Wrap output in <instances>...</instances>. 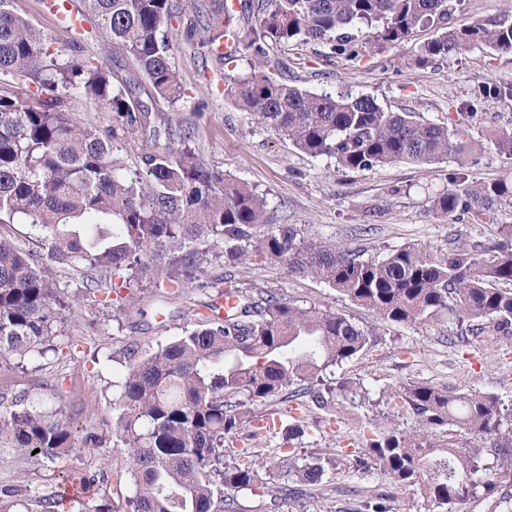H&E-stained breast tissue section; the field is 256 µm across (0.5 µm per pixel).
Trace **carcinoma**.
Wrapping results in <instances>:
<instances>
[{"label":"carcinoma","mask_w":512,"mask_h":512,"mask_svg":"<svg viewBox=\"0 0 512 512\" xmlns=\"http://www.w3.org/2000/svg\"><path fill=\"white\" fill-rule=\"evenodd\" d=\"M82 2L81 15L97 18L112 50L145 83L116 82L106 67L59 59L10 0H0V365L44 355L55 337L66 335L65 311L83 292L108 295L144 279L182 288L180 274L144 262L150 254L187 276L216 249L230 263H283L379 322L364 328L267 288L230 290L235 304L227 314L211 299L194 329L144 355L126 348L111 434L79 437L63 401L23 397L0 408V455L53 462L80 445L113 448L128 458L134 487L126 510L116 512H241L238 495L261 489L273 507L281 497L303 495L286 480L318 485L336 465V449L300 455L293 441L304 434V414L319 411L331 426L338 398L356 402L353 381L323 390L318 383L371 349L388 326L448 318L469 323L476 335L512 337L511 224L497 225L498 238L483 246L413 243L364 259L293 224L266 225V198L209 168L185 140L153 144L134 171L114 158L118 141L147 128L149 103L173 106L185 95L167 36L176 26L206 58L224 65L248 58L251 72L224 80V96L307 155L358 171L449 157L464 168L482 149L473 135L479 113L436 124L416 112H387L368 95L303 90L266 72L268 47L318 42L329 56L356 63L379 43L400 44L432 28L436 35L416 58L424 66L482 44L512 53L509 15L454 27L448 19L456 0H243L237 10L228 0ZM246 19L252 24L244 32ZM75 94L111 112L112 124H80L70 111ZM448 180L451 188L433 200L444 217L512 205L509 175L475 185L465 184L461 172ZM18 223L34 232V248H22L6 231ZM56 267L81 272L82 287H58ZM386 396L420 430H367L354 465L378 466L393 486L419 487L447 512L478 488L498 485L497 474L481 465L479 445L459 448L439 438L455 425L511 453L512 423L504 421L512 409L496 396L415 382ZM275 399L291 406L259 411ZM285 413L295 421L285 422ZM240 435L268 448L227 453ZM35 505L39 512L64 509L56 493L37 497Z\"/></svg>","instance_id":"obj_1"}]
</instances>
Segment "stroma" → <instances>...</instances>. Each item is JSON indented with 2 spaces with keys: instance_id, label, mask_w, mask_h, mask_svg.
<instances>
[{
  "instance_id": "1",
  "label": "stroma",
  "mask_w": 512,
  "mask_h": 512,
  "mask_svg": "<svg viewBox=\"0 0 512 512\" xmlns=\"http://www.w3.org/2000/svg\"><path fill=\"white\" fill-rule=\"evenodd\" d=\"M12 8L42 32L61 59L89 61L120 76L129 75V68L118 65L111 42L95 27H88L78 42L45 8L44 0H13ZM434 35V30H421L408 42L381 46L354 67L328 57L326 47L315 42L275 45L269 57L286 61L283 78L311 92L368 95L385 111L417 112L431 123L446 122L461 112L482 113L483 149L477 161L465 168V177L472 184L512 175V159L501 156L494 146L496 132L512 130V53L483 46L417 65L420 45ZM169 40L172 62L189 97L151 113V125L174 140L191 134V145L206 164L266 198L269 223L297 225L305 235L363 250L369 257L412 243L442 247L453 231L466 242L485 244L495 238L497 225L512 224L508 205L453 223L433 211L435 197L447 190L448 175L457 168L453 160L431 166L407 161L345 172L295 150L283 136L261 128L225 98L223 74L249 73L248 60H239L230 69L213 59L202 60L175 27ZM491 86L506 91V98L487 96L485 90ZM207 271V287L187 285L170 300L163 288L144 282L135 307L123 311L103 306L102 292L84 293L81 314L71 319L53 350L0 368V398L25 393L48 401L62 393L78 432L107 431L118 413L115 399L126 345L134 342L139 351L148 352L195 328L202 303L231 288H267L283 301L338 311L362 326L377 322L374 314L325 283L295 276L283 264L234 267L215 258ZM335 375L360 382L365 400L356 408L346 402L338 405L332 436L319 428L316 415H309L306 433L297 444L299 453L332 444L345 452L354 450L361 445L359 427L365 423L415 430L413 417L393 413L382 396L384 390L410 382L492 393L511 401L512 340L487 333L471 335L452 320L395 325L371 350L336 368ZM482 446L483 465L504 475L505 481L492 492L478 491L457 510L512 512V504H503L504 499L512 501V455L495 451L489 439ZM125 467L122 456L108 448H77L51 465L1 456L0 489L17 490L32 500L56 490V471L67 468L72 483L84 485L83 500L115 506L132 494L130 483L116 481L117 471ZM114 483L119 486L115 492L110 489ZM385 491L393 494L390 512H436L416 489H393L378 466L356 468L344 459L320 486L307 487L303 504L286 499L276 512H350L357 502L373 500Z\"/></svg>"
}]
</instances>
